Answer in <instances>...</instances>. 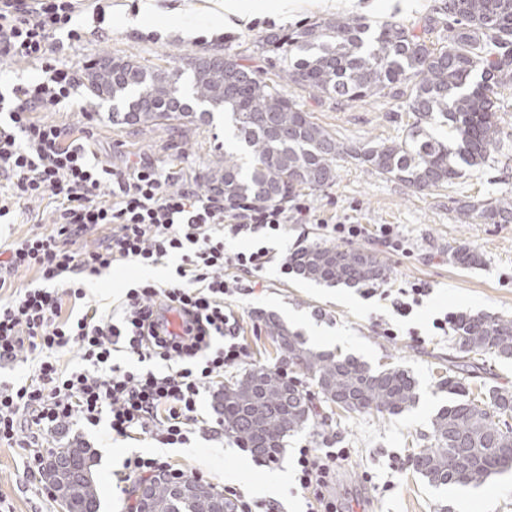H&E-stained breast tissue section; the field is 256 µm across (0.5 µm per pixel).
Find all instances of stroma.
Masks as SVG:
<instances>
[{
	"label": "stroma",
	"instance_id": "35a3bbf8",
	"mask_svg": "<svg viewBox=\"0 0 512 512\" xmlns=\"http://www.w3.org/2000/svg\"><path fill=\"white\" fill-rule=\"evenodd\" d=\"M239 17L217 15L211 0H111L104 17L93 12L92 0H82L71 26L82 39L58 54L60 63L82 67L103 54L136 56L147 66L188 71L202 52L248 56L264 77L277 68L270 54H258L257 42L270 32L297 29L314 19L339 15L366 19L377 25L393 18L416 31H427L431 41L447 34L446 0H298L291 16L274 11L272 0H235ZM152 13L141 25L130 26L142 4ZM291 94L314 121L348 145L370 140H392L405 135L408 112L403 99L370 98L347 105L313 96L299 88ZM41 118L71 130H89V147L101 161L117 168L148 163L180 178L204 185L214 155L233 153L242 165L250 157L228 136L230 124L222 112L210 123L180 121L143 132L112 121V107L78 88L67 102ZM505 200L512 203V167L500 163L470 171L466 179L428 192L365 169L350 157L336 161V177L317 191H303L288 202V222L282 232L263 238L273 259L258 277H244L246 291L226 297L225 305L239 318L240 337L247 350L246 364H272L275 348L265 336L263 320L275 316L291 331L304 336L308 346L356 357L371 367L401 366L415 377L418 399L408 410L330 415L315 432L288 436L278 461L263 464L238 448L222 428L204 426L187 444L169 448L148 437L112 436L106 426L71 425L54 446L76 441L91 448L100 499L99 512H126L133 503L132 484L123 480L124 461L135 454L170 457L183 476L201 478L216 487L232 486L258 500H273L280 512H306V501L296 489L294 466L299 449L319 448L324 438L348 449L336 469L330 493L338 512H512V475L504 473L475 487L468 503H459L447 487L427 484L416 473L412 456L424 443L437 412L450 394L439 387L453 377L465 387H505L512 390V359L493 354L461 356L454 333L434 328L444 313L467 312L512 319V220L487 224L472 218L462 223L457 208L463 202ZM53 206L36 200L25 211L0 223V242L10 243L31 231L51 229ZM331 224H361L364 237L354 247L377 254L389 277V293L422 283L430 292L408 317L398 316L389 301L369 295L367 287L327 286L298 274L282 275L281 263L301 247L334 244ZM392 225L404 241L402 250L382 246L375 231ZM478 251V265L462 267L453 261L461 247ZM176 259L150 270L135 263L117 264L85 287L88 306L109 312L119 306L125 291L142 277L155 282L172 278ZM25 452L17 445L0 444V512H64L58 499L42 495L40 475L27 473ZM283 476L277 493L264 485L267 475Z\"/></svg>",
	"mask_w": 512,
	"mask_h": 512
}]
</instances>
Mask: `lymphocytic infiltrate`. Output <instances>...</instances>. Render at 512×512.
<instances>
[{"mask_svg":"<svg viewBox=\"0 0 512 512\" xmlns=\"http://www.w3.org/2000/svg\"><path fill=\"white\" fill-rule=\"evenodd\" d=\"M79 0H0V64L19 58L40 62L43 75L0 94L8 121L0 124V176L10 196H0V218L28 201L50 198L51 231L14 241L0 260V365L30 357L22 382L0 381V442L26 452L29 472L41 470L42 437L74 421L107 423L113 434H148L163 445L188 441L200 423L203 389L222 385L246 349L238 319L224 298L241 286V274L262 272L267 247L228 253L226 237L274 234L288 221L276 204L225 206L223 197L200 194L194 184L175 186L172 173L148 165L115 168L93 157L87 133L36 119V112L68 101L74 75L52 64L63 50L58 31L79 40L69 24ZM111 203H102V187ZM99 234L90 249L68 244ZM177 258L175 276L128 289L120 318L85 304L84 280L121 262L156 266ZM35 271L38 286L19 287L14 275ZM78 347L81 366L61 368L60 351ZM170 363L169 373L147 369ZM342 448H302L297 482L309 512H335L327 498Z\"/></svg>","mask_w":512,"mask_h":512,"instance_id":"1","label":"lymphocytic infiltrate"}]
</instances>
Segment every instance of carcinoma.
I'll use <instances>...</instances> for the list:
<instances>
[{
    "label": "carcinoma",
    "instance_id": "cac0c4a2",
    "mask_svg": "<svg viewBox=\"0 0 512 512\" xmlns=\"http://www.w3.org/2000/svg\"><path fill=\"white\" fill-rule=\"evenodd\" d=\"M448 36L438 45L394 21L374 28L356 18L315 19L288 33H270L260 49L287 61L282 80L267 81L240 59L203 53L190 62V89L174 70L103 55L81 69L91 96L112 102V122L139 130L172 121H205L210 112L193 104L218 101L234 135L248 150L244 169L230 154H217L206 178L212 194L230 207L282 204L333 180L336 158L347 154L380 175L425 192L443 188L467 170L499 157L509 161L497 112L498 91L512 87V0H448ZM293 85L342 102L405 97L413 122L396 141H368L348 149L312 120L288 95ZM443 119L450 136L439 139L424 123ZM506 205L464 203L462 221L474 216L497 224ZM292 262L303 278L356 286L384 282L388 270L377 255L359 248H304ZM264 331L280 364H254L224 384L216 402L224 434L239 447L275 461L288 435L319 424L320 411L302 381L283 373L295 364L314 381L321 402L347 413L400 414L416 402L417 383L398 366L371 368L352 356L319 351L273 316ZM459 352L493 350L512 357V320L460 313L454 323ZM455 395L432 422L431 443L415 454L416 471L432 485L479 486L512 469V391L492 388L472 396L441 378ZM91 450L78 444L55 449L41 477L58 493L65 512H98ZM221 494L184 498L163 484L152 486L138 512H230Z\"/></svg>",
    "mask_w": 512,
    "mask_h": 512
}]
</instances>
